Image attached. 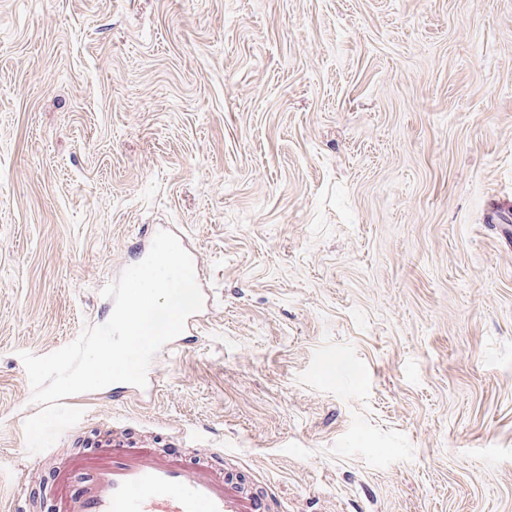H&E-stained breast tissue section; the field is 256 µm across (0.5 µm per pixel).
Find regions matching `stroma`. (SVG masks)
<instances>
[{
  "instance_id": "stroma-1",
  "label": "stroma",
  "mask_w": 512,
  "mask_h": 512,
  "mask_svg": "<svg viewBox=\"0 0 512 512\" xmlns=\"http://www.w3.org/2000/svg\"><path fill=\"white\" fill-rule=\"evenodd\" d=\"M161 230L197 335L29 461L21 353ZM194 436L274 512H512V0H0V512Z\"/></svg>"
}]
</instances>
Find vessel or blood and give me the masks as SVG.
<instances>
[{
	"mask_svg": "<svg viewBox=\"0 0 512 512\" xmlns=\"http://www.w3.org/2000/svg\"><path fill=\"white\" fill-rule=\"evenodd\" d=\"M66 470L86 480L79 490L56 493L57 512H269L267 500L214 468L142 448L77 454Z\"/></svg>",
	"mask_w": 512,
	"mask_h": 512,
	"instance_id": "b4317fda",
	"label": "vessel or blood"
}]
</instances>
